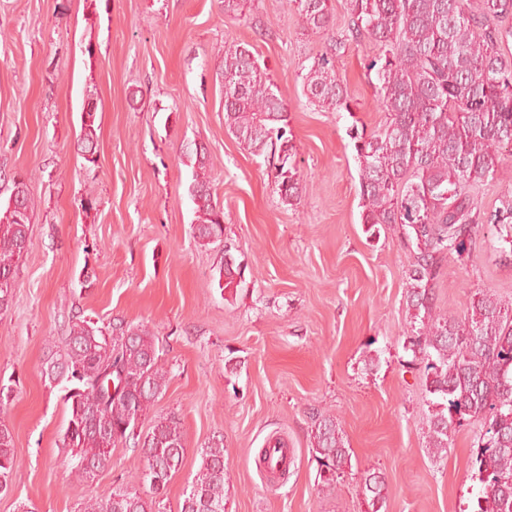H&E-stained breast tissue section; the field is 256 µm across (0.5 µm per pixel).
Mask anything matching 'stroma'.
Returning a JSON list of instances; mask_svg holds the SVG:
<instances>
[{
	"label": "stroma",
	"mask_w": 512,
	"mask_h": 512,
	"mask_svg": "<svg viewBox=\"0 0 512 512\" xmlns=\"http://www.w3.org/2000/svg\"><path fill=\"white\" fill-rule=\"evenodd\" d=\"M332 13L315 33L286 0H251L236 18L223 0H0V200L24 174L36 203L13 305L0 316L16 456L0 512H81L143 467L128 443L94 482L63 465L67 411L40 364L76 315L156 339L169 381L153 412L180 420L187 448L165 512H181L215 437L226 512H368L362 483L372 474L385 480L386 512H470L479 426L453 433L447 454H428L424 365L406 348L409 251L399 227L371 239L361 222L349 131L372 132L383 118L372 45L346 41L335 56L349 110L312 105L304 89L314 58L347 32L346 0H332ZM232 42L254 47L288 102L293 203L278 195L273 166L225 130L219 67ZM91 103L93 165L77 149ZM199 146L224 210L221 247L193 237L187 188ZM498 246L486 225L469 255L450 257L435 307L464 315L488 288L512 300V262ZM228 250L247 266L230 300L217 285ZM319 413L335 417L351 455L332 490L311 453ZM276 437L292 463L274 481L258 459Z\"/></svg>",
	"instance_id": "obj_1"
}]
</instances>
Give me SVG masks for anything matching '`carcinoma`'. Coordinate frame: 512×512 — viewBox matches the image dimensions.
Wrapping results in <instances>:
<instances>
[{"mask_svg":"<svg viewBox=\"0 0 512 512\" xmlns=\"http://www.w3.org/2000/svg\"><path fill=\"white\" fill-rule=\"evenodd\" d=\"M305 26L329 28V0H292ZM348 31L354 41L368 39L375 49L368 70L384 113L365 135L352 133L359 163L361 223L373 237L392 224L401 226L410 250L405 271L411 330L406 348L424 362L426 392L432 396L427 451H447L452 433L465 422L482 423L473 453L479 487L472 512H512V304L492 291L479 293L464 316L436 311L433 288L444 263L462 256L480 227L497 228L498 240L512 251V191L487 213L472 194L477 183L502 181L498 156L512 153V55L502 44L512 30L499 26L512 17V0H348ZM224 126L258 157L275 154L293 134L288 107L277 85L250 45L224 46ZM312 103L349 109L348 91L329 55L313 60L304 77ZM96 111L82 116L78 147L95 163ZM199 155L189 196L195 205L193 231L198 244L224 237V211L213 201ZM277 174L285 202L298 200L297 169ZM17 208L0 207V315L13 304L15 278L27 251L35 209L24 176L13 181ZM246 267L224 250L219 267L222 289L233 295L245 283ZM44 381L63 386L68 420L63 446L66 466L82 481H94L112 463V448L133 441L141 446L144 467L135 486L117 487L92 498L85 512H164L163 496L185 456V437L174 415L150 416L168 372L155 338L147 330L121 323L100 327L72 319L57 350L41 363ZM151 418L148 431L135 423ZM312 453L319 478L334 487L336 474L351 466L336 420L320 415L312 430ZM16 467L10 426L0 419V492L9 489ZM371 512L386 501L384 480L365 479ZM224 445L201 451V464L185 491L181 512H225Z\"/></svg>","mask_w":512,"mask_h":512,"instance_id":"1","label":"carcinoma"}]
</instances>
